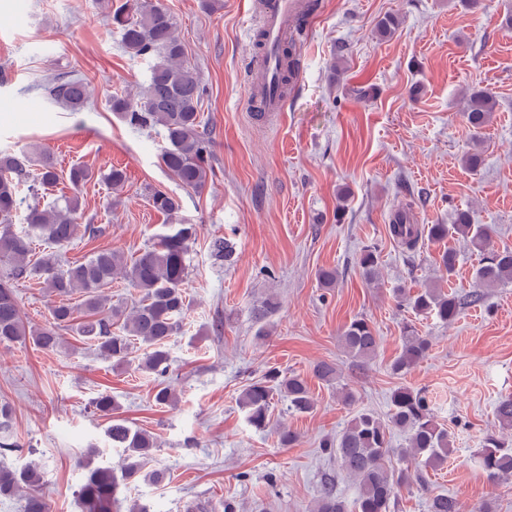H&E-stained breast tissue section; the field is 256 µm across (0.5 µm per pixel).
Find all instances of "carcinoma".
Returning <instances> with one entry per match:
<instances>
[{
	"mask_svg": "<svg viewBox=\"0 0 512 512\" xmlns=\"http://www.w3.org/2000/svg\"><path fill=\"white\" fill-rule=\"evenodd\" d=\"M112 25L121 36L125 52L132 57L153 60L149 78L137 98L113 95L109 100L112 112L134 128L162 127L167 141L161 153L164 167L184 187L203 190L207 173L212 171V143L199 113L204 87L198 71L186 60L185 46L177 34L174 18L157 0H125L113 12ZM49 94L71 110L79 111L88 104L90 90L85 79L66 72L54 79ZM494 107L495 99L486 88L474 87L465 94L462 112L473 134H480L487 126ZM92 177L86 168H72L69 173L72 194L46 207L38 202L28 206L24 217L27 230L18 233L13 230L12 217L20 204V186L26 185L29 196L37 200L56 185L58 175L48 155L37 159L34 168L28 169L16 155L0 152V260L10 266L7 279L0 282V345L30 338L39 349L54 351L61 347L60 331L74 326L101 357L117 365L135 361L137 369L155 375L159 380L155 402L168 405L174 401L175 393L171 386L164 384L170 363L166 341L176 333L188 309L183 284L187 276L186 256L195 240L196 225H171L170 232L159 236L157 243L144 248L131 261L108 248H98L65 269L58 268V258L53 253L31 262L34 242L41 240L63 248L78 235L81 187ZM150 202L156 211L170 219L180 210L178 200L164 191H155ZM451 231L481 255L474 272L478 287L496 288L512 281V250L493 247V228L474 223L471 208L456 210L449 226H428L427 239L442 242ZM389 233L408 250L415 249L422 236L409 210L393 217ZM357 264L367 284L378 287L377 247H364ZM118 274L139 293L129 312L108 305L105 289L111 287ZM33 277L46 293L61 300L52 309V322L45 327L29 328L24 324L12 287L15 281ZM74 295L80 297L75 306L69 303ZM399 296L417 314L433 313L445 324L455 321L465 307L482 301L479 291L460 295L433 285L413 295L401 291ZM278 308L279 303L270 296L254 308V318L265 321ZM339 341L352 367L359 371L368 366L380 348V337L363 317L345 324ZM139 344L144 346L141 354L137 353ZM430 347V340L420 335L414 324L404 323L401 352L393 360L392 371L396 374L411 371L425 359ZM313 372L328 385L340 378L336 365L326 361L318 362ZM277 395L288 400V409L293 412L309 413L314 409V400L301 376H286L272 369L246 384L240 396L239 403L247 411L252 427L263 430L269 425ZM92 408L109 420L108 438L112 446L123 449L124 464L119 472L109 465H95L96 449H89L80 461L86 475L78 494L83 512H112L123 482L140 478L160 482L164 475L158 471L143 472V459L156 448V438L146 430L130 426L111 394H100L92 402ZM11 414L9 406L0 405L1 451L19 447L9 437L2 436L9 428ZM495 417L501 428L512 429V396L498 402ZM394 429L407 435L405 447L392 446ZM323 447L333 449L346 475L358 486V496L350 506L328 487L315 506L316 512H391L399 489L413 485L420 477L407 467L399 471L391 469L387 460L396 455L404 461L435 469L447 462L452 453V437L448 427L436 419L425 392L399 386L389 395L387 419L362 411L336 439L323 443ZM478 457L490 480L512 476V444L506 439L486 435ZM23 488L27 489L25 512H48L36 466L29 464L19 470L0 468V497ZM428 512H457V509L447 495L432 494L428 497Z\"/></svg>",
	"mask_w": 512,
	"mask_h": 512,
	"instance_id": "obj_1",
	"label": "carcinoma"
}]
</instances>
